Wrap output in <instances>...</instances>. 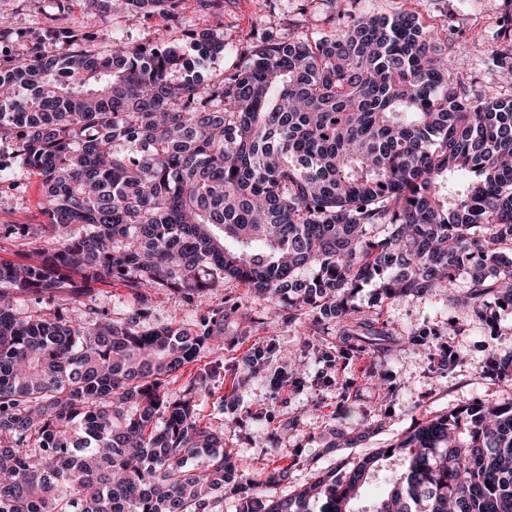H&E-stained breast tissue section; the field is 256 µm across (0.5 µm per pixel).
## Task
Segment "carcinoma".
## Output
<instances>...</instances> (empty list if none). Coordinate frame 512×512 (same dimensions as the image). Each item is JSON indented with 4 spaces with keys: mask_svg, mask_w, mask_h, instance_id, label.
<instances>
[{
    "mask_svg": "<svg viewBox=\"0 0 512 512\" xmlns=\"http://www.w3.org/2000/svg\"><path fill=\"white\" fill-rule=\"evenodd\" d=\"M123 2L164 21L183 0ZM326 24L265 37L206 86L161 38L105 53L58 17L0 61V147L39 179L48 218L4 236L34 262L0 259V512H217L232 482L240 512H352L389 454L406 467L373 512H512V401L431 419L273 499L283 473L238 482L195 388L165 391L224 329H144L154 288L189 301L232 279L317 330L348 322L372 282L425 296L463 273L456 303L475 318L512 304V97L476 93L448 25L413 10ZM188 38L224 54L210 28ZM494 57L512 65V13ZM114 279L139 303L120 322L14 309Z\"/></svg>",
    "mask_w": 512,
    "mask_h": 512,
    "instance_id": "1",
    "label": "carcinoma"
}]
</instances>
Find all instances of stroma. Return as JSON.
<instances>
[{"label":"stroma","instance_id":"stroma-1","mask_svg":"<svg viewBox=\"0 0 512 512\" xmlns=\"http://www.w3.org/2000/svg\"><path fill=\"white\" fill-rule=\"evenodd\" d=\"M302 4L224 0V18L219 21L206 15L197 0H186L166 38L188 55L192 48L186 31L212 26L235 47L233 53L200 61L198 73L214 79L244 64L245 50L257 33L318 30L321 9L306 10ZM351 6L363 14L412 9L435 23L451 21L457 30L451 54L464 61L466 79L485 96H512V84L490 56L504 0H352ZM57 7V0H0V15H8L15 27L31 36ZM61 21L94 32L103 51L116 36L131 47L156 37L154 19L126 9L121 0H115L106 19L75 10ZM14 177L19 189L0 195V227L43 222L39 183L20 170ZM468 289L463 276L452 291L425 296L387 299L375 285L358 289L351 300L356 316L374 321L383 332L375 345L348 341L338 327L329 335H317L307 316L289 319L281 308L232 280L189 302L175 291L154 290L142 325L152 329L176 321L190 327L211 314L223 317L221 339L173 374L167 393L176 398L189 383L197 384V415L222 435L224 449L243 477L287 469V480L269 488L270 496L278 498L294 494L323 473L344 474L361 458L396 444L430 419L512 400V376L493 374L487 366L491 355H512V306L493 304L494 322L486 324L452 305L451 296H463ZM90 298L91 306L115 321L123 320L135 303L118 280L92 289ZM448 346L455 349L456 358L446 363L442 350ZM291 360L300 365L297 384L273 392L270 374ZM404 468L401 457L382 460L355 503L356 512H372Z\"/></svg>","mask_w":512,"mask_h":512}]
</instances>
